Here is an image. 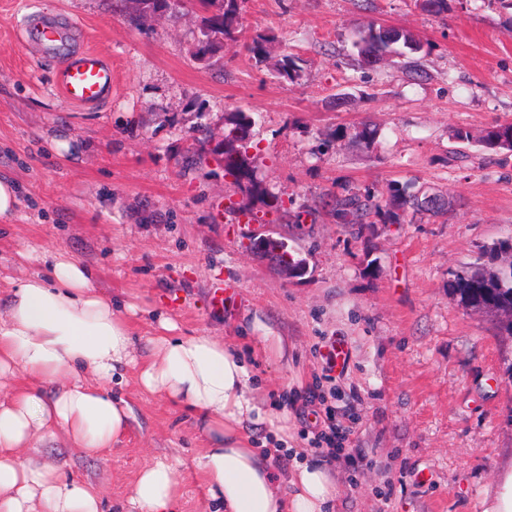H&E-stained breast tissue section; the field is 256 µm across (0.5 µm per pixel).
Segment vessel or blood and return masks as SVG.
<instances>
[{
  "label": "vessel or blood",
  "mask_w": 512,
  "mask_h": 512,
  "mask_svg": "<svg viewBox=\"0 0 512 512\" xmlns=\"http://www.w3.org/2000/svg\"><path fill=\"white\" fill-rule=\"evenodd\" d=\"M24 39L37 45L45 57L59 61L57 83L69 103L92 105L111 97V64L95 50L76 46L71 21L57 15L29 19Z\"/></svg>",
  "instance_id": "b4317fda"
}]
</instances>
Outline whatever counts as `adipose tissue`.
<instances>
[{
    "label": "adipose tissue",
    "mask_w": 512,
    "mask_h": 512,
    "mask_svg": "<svg viewBox=\"0 0 512 512\" xmlns=\"http://www.w3.org/2000/svg\"><path fill=\"white\" fill-rule=\"evenodd\" d=\"M50 276L13 281L0 317V512H104V490L66 480L34 441L63 433L89 457L115 447L129 429V408L109 383L134 364L127 320L65 253L51 256ZM139 384L191 412L205 438L196 459L207 491L224 512H323L336 496L331 469L305 459L274 471L252 428L288 436L287 413L269 411L243 357L212 336L175 335L161 317ZM176 467L143 469L130 504L135 512H177Z\"/></svg>",
    "instance_id": "adipose-tissue-1"
}]
</instances>
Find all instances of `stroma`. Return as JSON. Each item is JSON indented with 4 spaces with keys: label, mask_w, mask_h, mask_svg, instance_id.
<instances>
[{
    "label": "stroma",
    "mask_w": 512,
    "mask_h": 512,
    "mask_svg": "<svg viewBox=\"0 0 512 512\" xmlns=\"http://www.w3.org/2000/svg\"><path fill=\"white\" fill-rule=\"evenodd\" d=\"M44 14L78 22L81 46L111 63L110 99H63L55 63L22 40L27 18ZM204 15L142 16L134 0H0V172L21 201L14 222L0 223V311L11 281L47 273L43 254L66 252L117 308L136 304L137 360L161 314L178 335L223 339L267 407L287 411L289 447L317 460L326 446L315 417L287 399L321 380L350 431L330 464L331 512H489L512 471V341L459 305L448 278L512 235V152L479 145L489 126L512 121V9L448 0L435 16L420 0H246L239 26L265 36L260 60L241 47L197 57ZM368 22L412 32L422 51L361 62L352 41ZM287 57L300 59L297 77L278 75ZM240 113L255 120L248 161L280 211L224 175L216 147ZM367 125L378 131L370 148L357 137ZM397 185L446 207L357 239L325 204L365 188L386 199ZM261 224L305 260L303 278L251 250ZM227 286L234 299L213 308ZM339 339L348 363L325 373L320 353ZM112 390L133 411L120 447L86 457L57 435L43 453L67 477L100 484L107 512H128L157 459L181 473L179 512H216L190 413L143 392L133 366Z\"/></svg>",
    "instance_id": "1"
}]
</instances>
